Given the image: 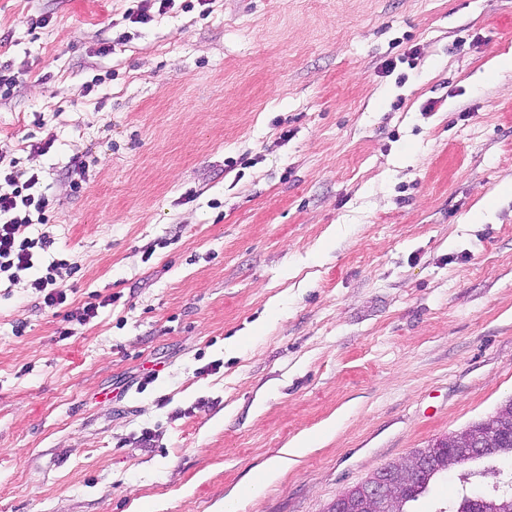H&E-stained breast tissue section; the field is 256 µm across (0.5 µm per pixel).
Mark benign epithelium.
I'll list each match as a JSON object with an SVG mask.
<instances>
[{
  "label": "benign epithelium",
  "instance_id": "7a95c632",
  "mask_svg": "<svg viewBox=\"0 0 512 512\" xmlns=\"http://www.w3.org/2000/svg\"><path fill=\"white\" fill-rule=\"evenodd\" d=\"M508 415L495 416L477 428L450 433L432 443V449L418 450L393 464L392 472L378 480L356 486L336 498L331 512H348L350 500L358 502L357 512H392L403 488L414 485L432 468L437 458L461 464L493 451L496 438L503 431Z\"/></svg>",
  "mask_w": 512,
  "mask_h": 512
}]
</instances>
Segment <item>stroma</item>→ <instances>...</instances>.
Segmentation results:
<instances>
[{
  "label": "stroma",
  "instance_id": "1",
  "mask_svg": "<svg viewBox=\"0 0 512 512\" xmlns=\"http://www.w3.org/2000/svg\"><path fill=\"white\" fill-rule=\"evenodd\" d=\"M137 5L0 0V154L54 204L23 233L100 305L0 283V512H222L332 421L234 506L327 512L511 398L512 69L477 75L512 0ZM318 442V439L313 437L299 438L289 444L283 453L284 457L274 459L268 466L260 473L258 478L251 484L245 486L241 491V497H246L253 493L255 487L259 483H267L275 479L292 461L291 458L301 457L305 455L309 449Z\"/></svg>",
  "mask_w": 512,
  "mask_h": 512
}]
</instances>
